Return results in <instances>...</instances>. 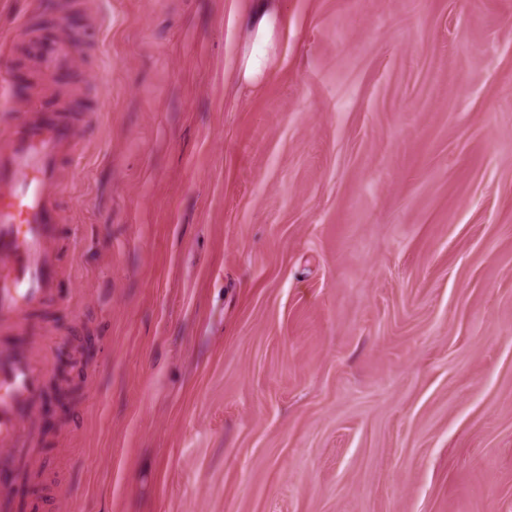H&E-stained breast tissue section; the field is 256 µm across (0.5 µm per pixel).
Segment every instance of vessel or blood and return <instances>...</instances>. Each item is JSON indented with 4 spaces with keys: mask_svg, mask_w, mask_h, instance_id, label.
I'll return each instance as SVG.
<instances>
[{
    "mask_svg": "<svg viewBox=\"0 0 512 512\" xmlns=\"http://www.w3.org/2000/svg\"><path fill=\"white\" fill-rule=\"evenodd\" d=\"M37 56L52 72L70 69L76 52L68 37H38ZM82 139L79 127L58 113L15 111L0 139V330L21 332L28 316L52 300L61 267L53 248L59 222L64 156ZM45 358L36 349L0 346V473L15 469L41 394Z\"/></svg>",
    "mask_w": 512,
    "mask_h": 512,
    "instance_id": "b4317fda",
    "label": "vessel or blood"
}]
</instances>
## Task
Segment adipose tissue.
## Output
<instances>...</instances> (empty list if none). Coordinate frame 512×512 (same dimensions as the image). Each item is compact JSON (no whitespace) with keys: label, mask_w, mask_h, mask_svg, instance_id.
<instances>
[{"label":"adipose tissue","mask_w":512,"mask_h":512,"mask_svg":"<svg viewBox=\"0 0 512 512\" xmlns=\"http://www.w3.org/2000/svg\"><path fill=\"white\" fill-rule=\"evenodd\" d=\"M245 22L250 30L251 47L245 56L239 77L245 82L257 85L267 76L274 35L280 24L277 0H252Z\"/></svg>","instance_id":"obj_1"}]
</instances>
